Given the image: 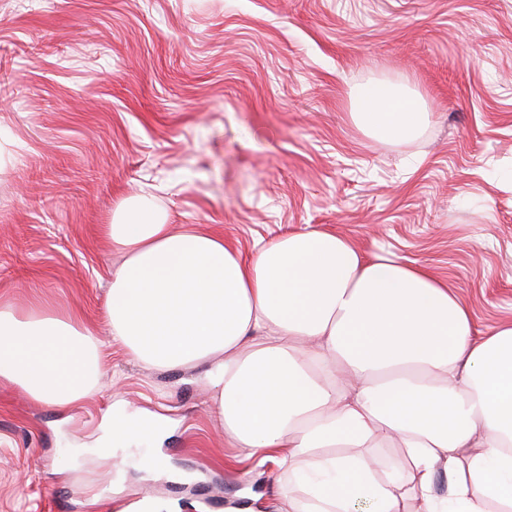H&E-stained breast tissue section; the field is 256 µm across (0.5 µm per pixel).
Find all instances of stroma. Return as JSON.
<instances>
[{"mask_svg": "<svg viewBox=\"0 0 512 512\" xmlns=\"http://www.w3.org/2000/svg\"><path fill=\"white\" fill-rule=\"evenodd\" d=\"M375 82L422 99L417 137L355 123ZM137 196L246 254L334 232L512 321V0H0V302L75 315L105 365L68 410L0 384V512H265L284 480L227 467L197 371L112 345L102 227ZM119 400L161 419L125 458Z\"/></svg>", "mask_w": 512, "mask_h": 512, "instance_id": "35a3bbf8", "label": "stroma"}]
</instances>
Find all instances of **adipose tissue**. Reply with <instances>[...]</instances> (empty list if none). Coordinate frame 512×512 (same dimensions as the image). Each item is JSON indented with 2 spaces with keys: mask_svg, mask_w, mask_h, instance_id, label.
I'll list each match as a JSON object with an SVG mask.
<instances>
[{
  "mask_svg": "<svg viewBox=\"0 0 512 512\" xmlns=\"http://www.w3.org/2000/svg\"><path fill=\"white\" fill-rule=\"evenodd\" d=\"M354 117L402 141L431 115L374 83ZM105 234L122 258L107 297L113 344L150 368H203L227 447L295 481L273 512H512V321L481 332L426 269L331 232L245 255L134 198ZM103 375L94 333L72 315L0 303V383L67 409ZM386 443L403 460L380 480L368 451Z\"/></svg>",
  "mask_w": 512,
  "mask_h": 512,
  "instance_id": "adipose-tissue-1",
  "label": "adipose tissue"
}]
</instances>
